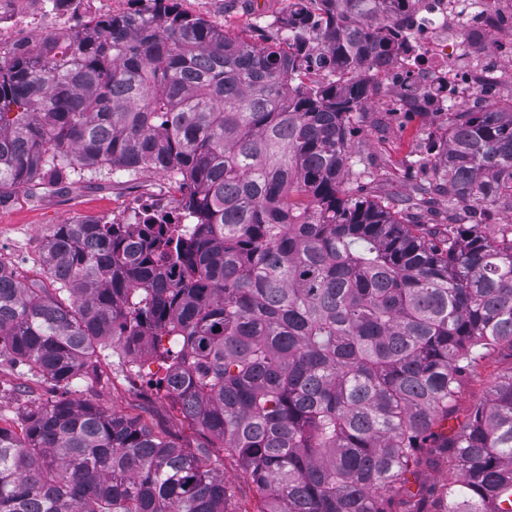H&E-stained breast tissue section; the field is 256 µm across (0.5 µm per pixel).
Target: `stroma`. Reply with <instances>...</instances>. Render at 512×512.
<instances>
[{
    "label": "stroma",
    "mask_w": 512,
    "mask_h": 512,
    "mask_svg": "<svg viewBox=\"0 0 512 512\" xmlns=\"http://www.w3.org/2000/svg\"><path fill=\"white\" fill-rule=\"evenodd\" d=\"M185 13L234 32H252L255 25H283L288 0H178ZM380 91L366 114L355 122L353 151L373 160L374 176L364 193L375 200L408 195L422 172L415 161L424 157L429 139L439 135L447 115L437 103L416 111L402 108L403 87L380 76ZM150 195L181 208L182 194L166 173L146 170L135 176L108 168L87 176L81 183L40 194L18 189L13 199L0 206V267L25 282L44 279L48 239L57 225L89 218L103 222L122 220L131 201ZM95 374L63 387L31 373L27 367L0 360V423L20 428L27 412L58 400H86L100 408L137 419L156 435L188 451L209 440L184 420L176 403L159 380L165 369L153 351L127 363L111 346L98 347ZM512 368L507 351L492 354L478 369L461 380L456 413L451 426L465 421L470 409L486 394L498 375ZM210 465L223 473L229 512H259L261 495L248 479L239 460L223 449L211 448Z\"/></svg>",
    "instance_id": "stroma-1"
}]
</instances>
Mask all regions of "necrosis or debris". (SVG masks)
Here are the masks:
<instances>
[{
    "label": "necrosis or debris",
    "instance_id": "obj_1",
    "mask_svg": "<svg viewBox=\"0 0 512 512\" xmlns=\"http://www.w3.org/2000/svg\"><path fill=\"white\" fill-rule=\"evenodd\" d=\"M113 0H0V50L31 46V37L40 34L64 40L90 28L96 20L111 16ZM499 9H488L486 0H470L461 9L455 0H417L408 14L400 39L416 55L425 57L431 67L419 78L423 87L438 88L440 96L457 104L479 86L486 71L483 63L468 70L449 67V60L465 50V37H476L484 29L499 31L495 52H512V33L502 30ZM456 37L447 40L446 28Z\"/></svg>",
    "mask_w": 512,
    "mask_h": 512
}]
</instances>
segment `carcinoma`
I'll use <instances>...</instances> for the list:
<instances>
[{"label": "carcinoma", "instance_id": "carcinoma-1", "mask_svg": "<svg viewBox=\"0 0 512 512\" xmlns=\"http://www.w3.org/2000/svg\"><path fill=\"white\" fill-rule=\"evenodd\" d=\"M412 0H293L259 47L154 0L0 53V205L109 167L168 173L181 224H60L53 288L0 266V358L68 386L160 336V384L239 458L261 512H512V370L458 428L459 377L512 352V102L448 107L402 204L359 195L355 113ZM320 76L319 80L311 76ZM448 199V227H429ZM445 472L421 506L389 496ZM0 512H228L224 475L90 402L0 425Z\"/></svg>", "mask_w": 512, "mask_h": 512}]
</instances>
